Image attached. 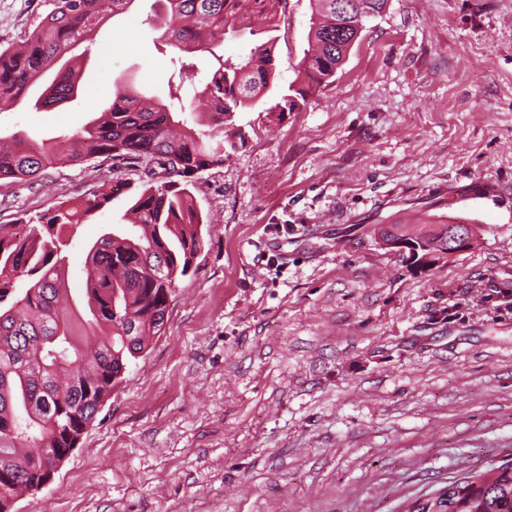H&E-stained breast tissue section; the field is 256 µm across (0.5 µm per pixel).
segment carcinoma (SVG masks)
Instances as JSON below:
<instances>
[{"mask_svg":"<svg viewBox=\"0 0 512 512\" xmlns=\"http://www.w3.org/2000/svg\"><path fill=\"white\" fill-rule=\"evenodd\" d=\"M134 0H53V8L19 48H0V111L19 106L44 82L38 109L69 103L80 90L77 56L111 18ZM283 0H156L166 45L179 52L168 80L169 101L147 97L134 80L114 81L112 102L95 112L70 138L36 147L17 131L0 141V180L29 181L51 164L83 165L104 157L141 160L164 170L167 180H148L129 200L127 223L108 224L86 244L83 288L68 287L69 237L107 210L112 191L78 202H60L20 234L0 225V512L42 481L52 459L76 447L99 409L122 381L128 362L166 328L176 281L188 275L204 247L209 221L195 202L197 175L224 165L244 139L235 114L299 112L308 97L331 83L363 29L386 0H360L361 11L336 14V0H310L308 48L296 79L279 87L274 46ZM263 17L265 27L251 26ZM248 38L253 47L238 59L216 52L226 37ZM207 53L205 79L190 106L194 126L182 118L181 91L195 75L191 57ZM427 238L448 251V228L432 222L412 232L395 221L373 229ZM448 496L415 500L408 512H512V460L468 471L448 482Z\"/></svg>","mask_w":512,"mask_h":512,"instance_id":"cac0c4a2","label":"carcinoma"}]
</instances>
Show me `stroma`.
Masks as SVG:
<instances>
[{
  "mask_svg": "<svg viewBox=\"0 0 512 512\" xmlns=\"http://www.w3.org/2000/svg\"><path fill=\"white\" fill-rule=\"evenodd\" d=\"M51 8L0 0V47ZM310 17L283 0L280 84ZM163 31L154 0H134L98 31L75 101L0 112V133L73 135L122 75L166 97ZM235 123L242 144L198 181L213 223L164 334L17 512H404L512 457V0H387L302 111ZM147 169L99 158L1 180L0 225L113 189L69 248L81 287L84 244ZM424 212L475 225V246L416 271L376 242Z\"/></svg>",
  "mask_w": 512,
  "mask_h": 512,
  "instance_id": "1",
  "label": "stroma"
}]
</instances>
